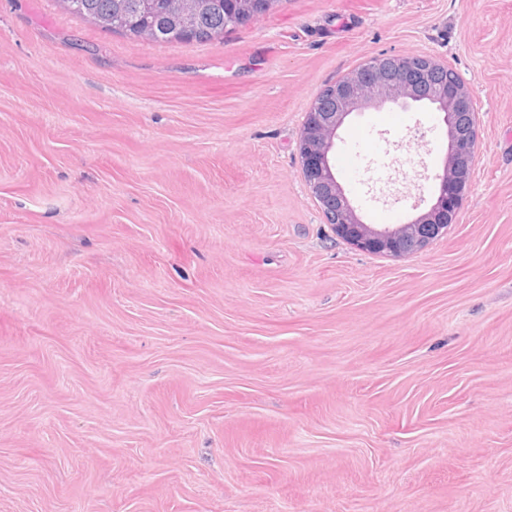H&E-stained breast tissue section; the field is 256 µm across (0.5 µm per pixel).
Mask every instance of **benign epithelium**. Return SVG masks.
I'll return each instance as SVG.
<instances>
[{"mask_svg":"<svg viewBox=\"0 0 512 512\" xmlns=\"http://www.w3.org/2000/svg\"><path fill=\"white\" fill-rule=\"evenodd\" d=\"M238 22L248 21L273 0H231ZM446 66L418 54L378 55L329 84L323 99L306 112L300 155L306 183L327 210L336 213V233L348 243L374 253L406 257L455 223L470 186L477 145V113L469 87L443 76ZM383 99L404 106L427 101L444 114L451 164L435 175L438 195L416 219L398 226L368 225L356 214L333 171L331 153L338 130L355 111Z\"/></svg>","mask_w":512,"mask_h":512,"instance_id":"1","label":"benign epithelium"}]
</instances>
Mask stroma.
Listing matches in <instances>:
<instances>
[{
  "instance_id": "1",
  "label": "stroma",
  "mask_w": 512,
  "mask_h": 512,
  "mask_svg": "<svg viewBox=\"0 0 512 512\" xmlns=\"http://www.w3.org/2000/svg\"><path fill=\"white\" fill-rule=\"evenodd\" d=\"M427 55L478 113L447 232L328 224L306 112ZM360 138H352V131ZM360 219L419 216L442 113H352ZM0 512H512V0H280L204 42L0 0Z\"/></svg>"
}]
</instances>
